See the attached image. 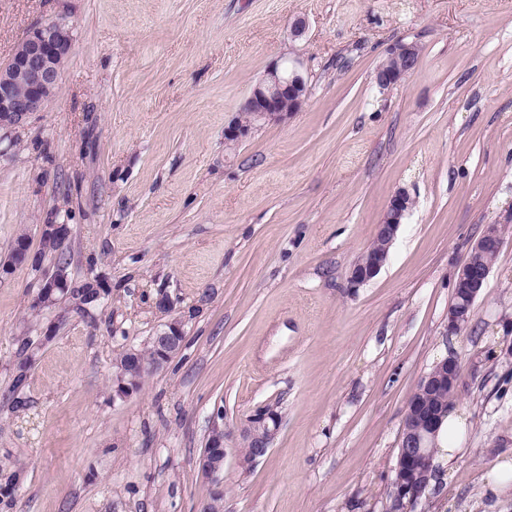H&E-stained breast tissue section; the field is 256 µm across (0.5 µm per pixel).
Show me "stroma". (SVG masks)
<instances>
[{"mask_svg": "<svg viewBox=\"0 0 512 512\" xmlns=\"http://www.w3.org/2000/svg\"><path fill=\"white\" fill-rule=\"evenodd\" d=\"M54 19L58 92L0 132V262L64 222L71 281L109 294L62 319L33 310L31 266L0 278V512H200L213 416L233 433L262 407L279 433L250 468L228 454L225 512H385L408 400L451 355L462 451L415 512H512L484 489L512 460V223L471 325L447 331L457 270L512 202V0H0V64ZM400 40L418 66L380 90ZM284 57L301 111L225 145ZM400 188L415 205L388 264L348 288ZM172 318L181 351L113 399L115 353ZM20 336L38 350L17 394Z\"/></svg>", "mask_w": 512, "mask_h": 512, "instance_id": "stroma-1", "label": "stroma"}]
</instances>
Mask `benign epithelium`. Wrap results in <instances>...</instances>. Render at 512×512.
<instances>
[{
  "label": "benign epithelium",
  "mask_w": 512,
  "mask_h": 512,
  "mask_svg": "<svg viewBox=\"0 0 512 512\" xmlns=\"http://www.w3.org/2000/svg\"><path fill=\"white\" fill-rule=\"evenodd\" d=\"M72 43L71 29L64 21H50L33 27L16 45L11 58L0 65V129L22 127L29 118L44 110L57 93L61 67ZM420 50L414 42H399L390 50V57L398 61L394 69L379 67L374 72V82L381 89L397 84L417 67ZM307 86L298 64L283 73L280 63H274L266 74L252 87L245 105L246 118L234 120L224 128V141L231 145L246 137L252 126L261 123H279L301 110L306 101ZM414 206L408 190H396L377 225L376 236L382 243L367 248L348 272L349 288H359L374 279L387 264L400 225ZM70 236L67 224L41 225L42 248L56 254L63 251ZM504 243L501 224H488L472 246V251L501 250ZM68 266L53 263L41 277L40 289L34 300L38 307L54 302V294L66 293L71 287ZM491 268L478 267L466 262L458 270L457 291L462 303L448 307V332L458 333L469 318L473 317L474 304L487 285ZM184 333L181 322H166L151 338L156 351L155 361L147 364L139 356V349L128 348L129 358L125 367L112 375V399H126L139 390V375L145 370L156 371L168 363L169 358L181 351ZM424 389L433 393L448 387L454 390L461 384L458 360H443L434 372L420 379ZM427 401L412 398L408 404L401 430L400 447L404 448L403 463L411 468L420 450L432 447L438 430L439 416L430 413L422 416ZM280 418L273 410L263 408L249 416L238 428L240 440L252 448L251 463L267 454L279 431ZM227 433L224 422L213 419L205 448L198 460L200 471L213 483L212 495L224 496V461L228 455Z\"/></svg>",
  "instance_id": "obj_1"
}]
</instances>
